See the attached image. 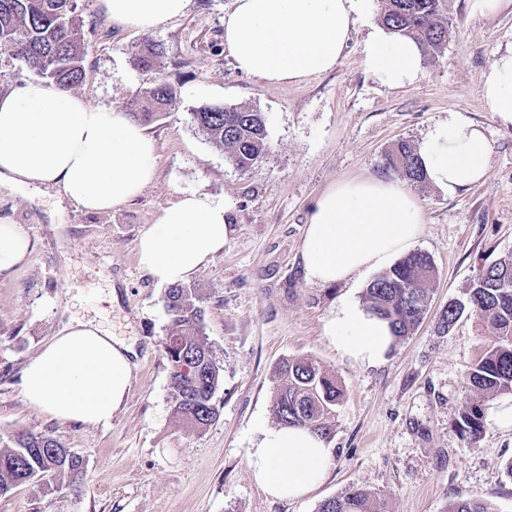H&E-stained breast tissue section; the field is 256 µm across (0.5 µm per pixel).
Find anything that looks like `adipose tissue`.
Returning <instances> with one entry per match:
<instances>
[{
  "label": "adipose tissue",
  "mask_w": 512,
  "mask_h": 512,
  "mask_svg": "<svg viewBox=\"0 0 512 512\" xmlns=\"http://www.w3.org/2000/svg\"><path fill=\"white\" fill-rule=\"evenodd\" d=\"M190 0H102L123 28L149 33L186 11ZM371 0H232L224 14V49L235 67L269 83L298 82L334 68L357 25L369 26L366 71L392 88L412 84L423 52L412 39L375 23ZM484 98L512 126V50L483 80ZM428 182L455 195L483 180L489 143L484 130L457 116L433 125L418 148ZM155 144L122 108L94 107L50 81L0 91V182L57 187L77 206L107 212L140 195L155 175ZM231 207L180 192L137 242L140 265L160 284L189 281L228 240ZM419 199L396 181L336 182L311 207L302 257L310 282L331 285L389 266L422 231ZM325 334L363 364L382 360L391 344L386 322L357 304H341ZM131 349L91 322L63 325L24 367V399L60 422L108 424L122 405ZM332 464L326 442L308 430L273 427L252 456L264 491L296 499L318 488Z\"/></svg>",
  "instance_id": "obj_1"
}]
</instances>
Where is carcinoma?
Returning <instances> with one entry per match:
<instances>
[{"instance_id":"obj_1","label":"carcinoma","mask_w":512,"mask_h":512,"mask_svg":"<svg viewBox=\"0 0 512 512\" xmlns=\"http://www.w3.org/2000/svg\"><path fill=\"white\" fill-rule=\"evenodd\" d=\"M379 20L389 30L415 40L425 55L433 56L448 43L445 0H383ZM82 20L76 0H0V48L20 59L38 78L64 89L85 77ZM165 48L147 39L134 53L141 70L161 67ZM145 103L133 113L150 123L170 110L176 92L159 82L145 91ZM199 131L236 169L249 171L270 154L265 113L251 106L204 104L192 112ZM386 164L413 183L425 182L416 146L401 139L386 154ZM435 275L431 258L413 252L370 282L365 292L368 311L386 321L395 339L413 333L425 317L430 284ZM166 308L170 318L164 341L171 373L175 415L201 431L217 416L214 395L222 380L221 368L203 333L200 298L194 288H169ZM465 314L475 315L493 329L494 340L467 374L469 388L484 398L512 393V254L483 269L462 300H452L440 312L436 329L448 333ZM280 386L273 400L277 425L307 428L322 438L343 395L336 378L311 359H287L277 368ZM487 408L467 404L457 427L471 441L484 432ZM84 461L56 439L18 432L0 448V496L28 485L43 492L74 484L83 477ZM318 512H387L376 493L356 488L323 501ZM448 512H496L483 499L469 498Z\"/></svg>"}]
</instances>
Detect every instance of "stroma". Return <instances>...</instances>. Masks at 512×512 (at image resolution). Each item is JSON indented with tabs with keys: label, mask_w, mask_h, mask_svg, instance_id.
<instances>
[{
	"label": "stroma",
	"mask_w": 512,
	"mask_h": 512,
	"mask_svg": "<svg viewBox=\"0 0 512 512\" xmlns=\"http://www.w3.org/2000/svg\"><path fill=\"white\" fill-rule=\"evenodd\" d=\"M231 4L190 0L184 15L152 32L166 54L161 68L145 72L133 53L146 37L113 22L100 0H77L87 74L73 94L131 113L163 81L179 99L145 127L156 147L154 180L116 209L86 212L46 185L0 187V224L19 225L32 244L23 264L0 273V442L19 430L48 434L84 461L79 482L49 493L18 487L0 497V512H317L353 488L384 497L389 512H448L469 498L512 512V479L504 475L512 429L487 423L474 443L455 424L477 399L467 373L493 333L467 315L448 334L436 330L448 302L512 254V127L499 123L482 91L491 63L512 49V0L485 16L471 13L469 0H446L447 45L423 58L417 81L400 89L364 71L369 29L361 24L328 72L283 84L240 73L224 50ZM209 103L265 112L269 160L236 170L191 118ZM456 113L484 129L487 175L453 197L409 184L425 212L414 249L436 271L429 311L382 362H354L324 325L341 303L363 304L375 274L326 286L307 280L301 249L311 206L341 180L401 181L385 166L392 144L420 143ZM181 190L231 206L223 252L189 281L222 369L218 414L201 432L173 413L163 348L168 288L142 269L136 249ZM70 317L99 323L134 351L130 387L109 424L61 423L22 397V369ZM303 357L316 359L344 391L327 441L332 465L312 493L278 500L256 482L251 454L274 425L276 366Z\"/></svg>",
	"instance_id": "1"
}]
</instances>
